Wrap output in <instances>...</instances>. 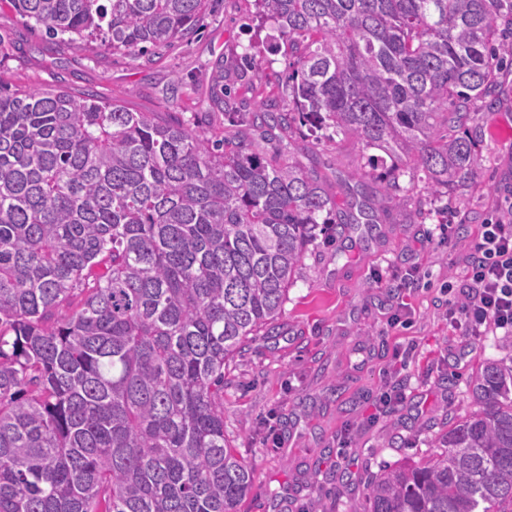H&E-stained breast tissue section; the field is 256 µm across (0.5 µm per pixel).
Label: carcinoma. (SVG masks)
I'll return each mask as SVG.
<instances>
[{
  "label": "carcinoma",
  "instance_id": "obj_1",
  "mask_svg": "<svg viewBox=\"0 0 512 512\" xmlns=\"http://www.w3.org/2000/svg\"><path fill=\"white\" fill-rule=\"evenodd\" d=\"M207 0H11L54 38L170 45ZM290 98L213 108L235 131L65 88L0 83V512H239L250 466L224 438V366L278 317L320 224L373 230L378 194L473 173L465 134L512 62V0H254ZM353 136L391 159L338 207L291 144ZM81 297L70 308L72 297ZM469 383L442 451L385 467L366 512H512V336Z\"/></svg>",
  "mask_w": 512,
  "mask_h": 512
}]
</instances>
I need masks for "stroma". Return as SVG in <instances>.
<instances>
[{
  "mask_svg": "<svg viewBox=\"0 0 512 512\" xmlns=\"http://www.w3.org/2000/svg\"><path fill=\"white\" fill-rule=\"evenodd\" d=\"M277 36L258 28L254 0H212L196 30L147 52L82 47L50 37L0 0V81L12 88L59 87L117 100L135 112L179 118L210 135L231 127L209 109L210 75L247 89L249 103L287 96ZM250 53L252 68L239 58ZM297 143L339 205L369 150L351 137L315 139L292 125L267 136ZM478 163L447 195L420 193L408 206L384 197L373 234L318 230L267 335L224 370V436L252 471L240 512H363V491L384 466L436 452L449 424L473 406L467 383L481 362L502 358V331L466 336L450 322L481 224L512 215V73L499 97L478 105L468 132ZM430 214L415 221L417 210ZM407 398L374 417L386 382ZM281 432L272 440L269 429Z\"/></svg>",
  "mask_w": 512,
  "mask_h": 512,
  "instance_id": "obj_1",
  "label": "stroma"
}]
</instances>
